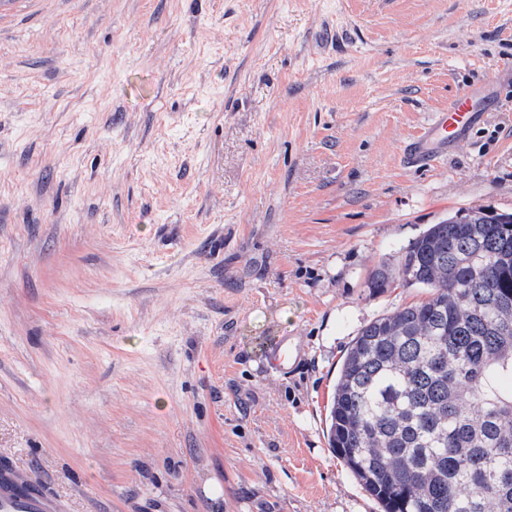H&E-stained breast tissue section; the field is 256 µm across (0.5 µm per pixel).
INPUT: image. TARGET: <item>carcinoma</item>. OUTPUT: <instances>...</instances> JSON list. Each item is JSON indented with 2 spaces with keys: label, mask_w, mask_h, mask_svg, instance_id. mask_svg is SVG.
I'll list each match as a JSON object with an SVG mask.
<instances>
[{
  "label": "carcinoma",
  "mask_w": 512,
  "mask_h": 512,
  "mask_svg": "<svg viewBox=\"0 0 512 512\" xmlns=\"http://www.w3.org/2000/svg\"><path fill=\"white\" fill-rule=\"evenodd\" d=\"M419 288L358 331L329 442L383 512H512V212L431 224L367 287Z\"/></svg>",
  "instance_id": "obj_1"
}]
</instances>
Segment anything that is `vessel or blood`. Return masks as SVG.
I'll return each mask as SVG.
<instances>
[{
  "instance_id": "obj_1",
  "label": "vessel or blood",
  "mask_w": 512,
  "mask_h": 512,
  "mask_svg": "<svg viewBox=\"0 0 512 512\" xmlns=\"http://www.w3.org/2000/svg\"><path fill=\"white\" fill-rule=\"evenodd\" d=\"M487 103L485 89H468L449 99L403 149L407 164L421 166L447 153L479 121ZM0 512H63L62 505L30 485L10 465L0 464Z\"/></svg>"
}]
</instances>
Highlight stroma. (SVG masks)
<instances>
[{
	"instance_id": "obj_1",
	"label": "stroma",
	"mask_w": 512,
	"mask_h": 512,
	"mask_svg": "<svg viewBox=\"0 0 512 512\" xmlns=\"http://www.w3.org/2000/svg\"><path fill=\"white\" fill-rule=\"evenodd\" d=\"M508 68L512 0H0V460L67 512H380L329 445L341 359L422 296L382 262L512 212ZM468 89L448 100V106L436 112L430 122L409 140L403 157L411 166L427 164L436 155L446 154L458 144L479 121L487 103V89Z\"/></svg>"
}]
</instances>
